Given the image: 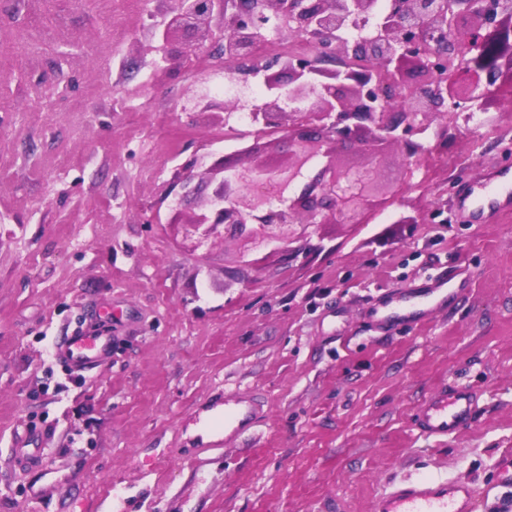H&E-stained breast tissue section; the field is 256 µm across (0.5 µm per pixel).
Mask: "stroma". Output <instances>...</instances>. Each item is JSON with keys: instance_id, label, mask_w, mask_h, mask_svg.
Masks as SVG:
<instances>
[{"instance_id": "35a3bbf8", "label": "stroma", "mask_w": 512, "mask_h": 512, "mask_svg": "<svg viewBox=\"0 0 512 512\" xmlns=\"http://www.w3.org/2000/svg\"><path fill=\"white\" fill-rule=\"evenodd\" d=\"M175 0H0V512H370L406 476L472 484L475 512H512L493 480L512 453V212L458 223L457 192L512 166V101L423 138L431 160L376 158L406 191L358 225H319L304 258L236 240L205 255L163 200L180 165L224 146L222 114L181 107L197 55L160 75L147 44ZM158 211L147 224L144 213ZM248 259L254 281L234 276ZM461 268L468 288L424 324L383 331L371 306ZM112 331L102 365L53 356ZM484 401L441 440L413 427L436 386ZM249 392L264 417L224 435ZM28 435L41 457L16 469Z\"/></svg>"}]
</instances>
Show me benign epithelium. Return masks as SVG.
<instances>
[{"label": "benign epithelium", "instance_id": "1", "mask_svg": "<svg viewBox=\"0 0 512 512\" xmlns=\"http://www.w3.org/2000/svg\"><path fill=\"white\" fill-rule=\"evenodd\" d=\"M271 16L309 55L267 47ZM372 18L373 36L341 37L355 21ZM152 39L166 48L158 70L205 48L212 66L239 59L243 74L263 77L259 99L243 92L226 101L202 86L184 106L227 114L246 108L263 127L244 149L248 162L221 155L201 172L190 160L173 173L169 223H178L184 202L206 191L181 223L195 250L238 239L280 245L296 257L290 244L308 240L319 225L362 224L400 194L403 186L384 185L373 162L384 148H400L417 166L425 150L413 136L437 118L445 139L458 118L445 104L482 109L491 85L512 96V7L501 0H390L384 13L378 0H176ZM275 133L285 148L279 156L267 153L263 141ZM348 145L367 161L342 164Z\"/></svg>", "mask_w": 512, "mask_h": 512}]
</instances>
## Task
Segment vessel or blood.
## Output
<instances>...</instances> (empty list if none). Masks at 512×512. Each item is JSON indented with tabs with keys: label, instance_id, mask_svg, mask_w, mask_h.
Masks as SVG:
<instances>
[{
	"label": "vessel or blood",
	"instance_id": "obj_1",
	"mask_svg": "<svg viewBox=\"0 0 512 512\" xmlns=\"http://www.w3.org/2000/svg\"><path fill=\"white\" fill-rule=\"evenodd\" d=\"M460 218L479 222L512 207V170L488 172L472 184L456 203ZM447 295L440 288L422 294L401 297L392 302L393 319L426 320L431 303L443 302ZM107 329L94 334L72 335L55 348L56 356L76 370L102 363L111 348ZM478 395L466 386L445 385L432 391L421 404L415 427L429 438H444L468 427L478 406ZM476 490L473 486L432 476L407 477L392 484L372 504V512H474Z\"/></svg>",
	"mask_w": 512,
	"mask_h": 512
}]
</instances>
